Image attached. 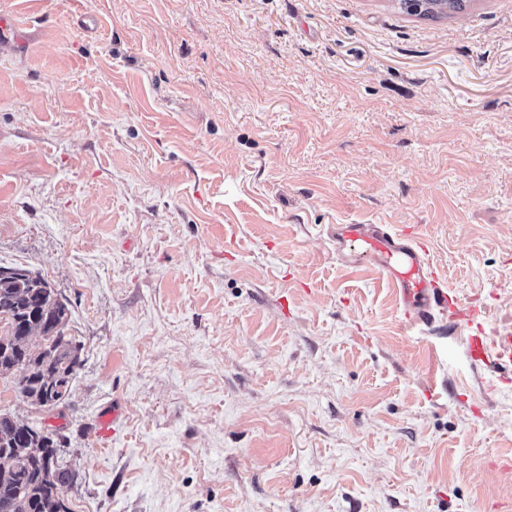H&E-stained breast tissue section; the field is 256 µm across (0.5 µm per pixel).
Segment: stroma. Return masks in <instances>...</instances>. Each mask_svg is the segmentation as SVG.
I'll use <instances>...</instances> for the list:
<instances>
[{
  "label": "stroma",
  "mask_w": 512,
  "mask_h": 512,
  "mask_svg": "<svg viewBox=\"0 0 512 512\" xmlns=\"http://www.w3.org/2000/svg\"><path fill=\"white\" fill-rule=\"evenodd\" d=\"M0 266L69 309L71 512H503L512 374L332 224H413L512 330V0H0ZM126 419L100 447L95 421ZM467 0H400L401 8L412 15L438 19L465 10Z\"/></svg>",
  "instance_id": "stroma-1"
}]
</instances>
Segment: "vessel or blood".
Returning <instances> with one entry per match:
<instances>
[{"mask_svg": "<svg viewBox=\"0 0 512 512\" xmlns=\"http://www.w3.org/2000/svg\"><path fill=\"white\" fill-rule=\"evenodd\" d=\"M330 236L340 265L371 264L378 279L393 288L406 327L432 329L439 321H449L453 328L467 331L466 346L474 364L494 371L512 364V331L491 343L480 335L483 311L461 304L438 269L429 243L412 229L396 224H335Z\"/></svg>", "mask_w": 512, "mask_h": 512, "instance_id": "1", "label": "vessel or blood"}]
</instances>
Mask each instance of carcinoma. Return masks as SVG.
<instances>
[{
    "mask_svg": "<svg viewBox=\"0 0 512 512\" xmlns=\"http://www.w3.org/2000/svg\"><path fill=\"white\" fill-rule=\"evenodd\" d=\"M412 15L438 19L465 10L467 0H399ZM0 275V374L17 371L15 392L40 409L51 403L49 382L73 379L80 346L65 333L68 307L39 275L21 268ZM60 438L0 413V512H70L65 484L74 475L49 468Z\"/></svg>",
    "mask_w": 512,
    "mask_h": 512,
    "instance_id": "cac0c4a2",
    "label": "carcinoma"
}]
</instances>
